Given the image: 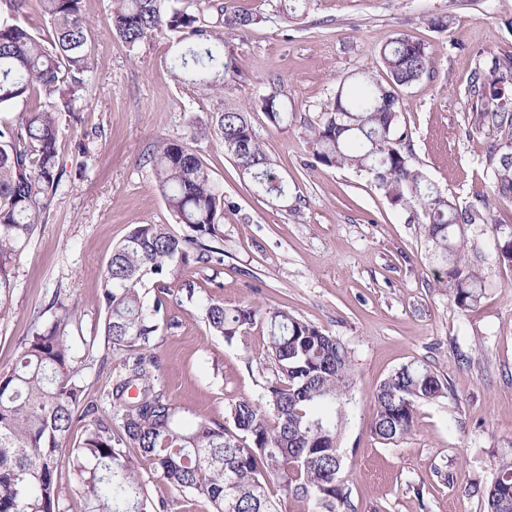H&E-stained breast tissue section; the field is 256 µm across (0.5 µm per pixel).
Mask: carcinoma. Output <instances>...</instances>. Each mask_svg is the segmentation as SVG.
<instances>
[{"label":"carcinoma","mask_w":512,"mask_h":512,"mask_svg":"<svg viewBox=\"0 0 512 512\" xmlns=\"http://www.w3.org/2000/svg\"><path fill=\"white\" fill-rule=\"evenodd\" d=\"M0 9V313L14 288L12 266L28 245L60 188V120L80 121L76 92L94 69L83 18V0H37L50 25L48 37L16 22L26 0H3ZM199 0H112V32L130 48L153 37L190 42L170 57L174 75L206 96H223L224 79L237 71L224 49V30L256 21L242 3L210 4L215 21L196 12ZM386 77L367 72L338 90L309 125L313 156L328 167L350 168L370 178L392 204L420 225L442 267L448 295L462 311L475 308L490 288L480 273L481 239L465 227L488 223L487 202L460 209L421 168L410 163L408 130L400 123L395 87H409L430 70L425 46L397 37L380 51ZM512 58H491L474 71L480 109L472 133L487 142L482 157L497 199L512 201ZM274 127L288 124L278 89L262 98ZM216 134L256 192L288 199L274 161L264 152L247 113L225 108L211 117ZM167 209L185 227L181 235L165 224H139L113 250L101 274L106 317L104 335L127 355L106 398L120 415L119 432L98 415L82 369L74 363L70 337L78 310L56 296L52 320L22 340L14 365L0 369V512H60L57 475L70 468L84 512H161L143 480L149 469L181 495L201 497L211 512H282L269 481L308 504L307 512H357L341 478L339 439L351 403L352 352L336 336L279 308L249 304L227 308L210 299L203 306L213 334L231 340L258 317L268 326L263 392L257 399L228 402V419L180 422L182 408L159 384L156 333L168 298L160 288L151 300L145 282L173 265L224 262V195L208 167L188 144L155 140L144 154ZM497 260L512 267V230L498 226ZM137 395L130 396V390ZM448 396V384L428 364L410 363L390 373L374 394L373 437L394 444L413 429L421 402ZM86 422L83 440L70 444L69 431ZM138 453L133 454L130 449ZM487 512H512V454L499 457L486 486L476 484Z\"/></svg>","instance_id":"carcinoma-1"}]
</instances>
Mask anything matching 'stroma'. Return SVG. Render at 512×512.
Wrapping results in <instances>:
<instances>
[{"label": "stroma", "mask_w": 512, "mask_h": 512, "mask_svg": "<svg viewBox=\"0 0 512 512\" xmlns=\"http://www.w3.org/2000/svg\"><path fill=\"white\" fill-rule=\"evenodd\" d=\"M248 5L256 23L224 33L238 70L219 101L173 75L175 42L155 37L129 49L110 27L111 0H84L94 73L80 123L60 132L61 187L14 265L0 368L14 363L35 324L51 320L49 302L61 295L81 312L72 355L100 415L112 416L103 395L121 354L102 332L100 275L136 225L182 233L142 156L156 139L186 141L224 193V262L175 267L146 286L169 290L168 325L156 337L163 391L193 416L217 420L230 398H258L266 323L256 319L228 341L210 332L203 307L219 299L287 309L352 351L356 380L340 450L358 512H484L469 487L489 484L499 455L512 449V270L493 258L494 227L512 226V202L491 196L486 143L471 131L470 77L490 56H512V0H308L292 20L280 0ZM437 16L447 28L431 26ZM399 36L423 43L433 59L429 74L397 90L412 163L459 207L489 202V223L470 232L486 242L482 272L494 286L464 313L438 283L418 225L368 177L312 156L310 121ZM274 88L294 115L283 129L258 105ZM221 105L248 112L289 192L301 196L300 210L255 193L218 139L191 138L192 120ZM413 361L430 365L448 395L417 404L412 431L380 444L369 430L374 392Z\"/></svg>", "instance_id": "obj_1"}]
</instances>
